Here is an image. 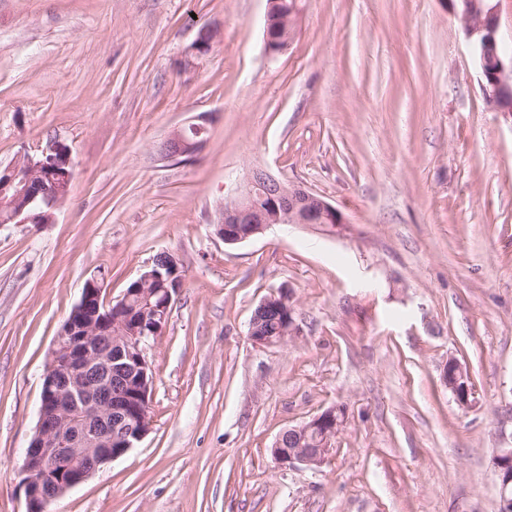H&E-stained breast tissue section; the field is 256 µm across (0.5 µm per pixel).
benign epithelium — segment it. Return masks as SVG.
<instances>
[{"label": "benign epithelium", "instance_id": "benign-epithelium-1", "mask_svg": "<svg viewBox=\"0 0 512 512\" xmlns=\"http://www.w3.org/2000/svg\"><path fill=\"white\" fill-rule=\"evenodd\" d=\"M264 48L271 56L291 43L299 10L287 0H267ZM460 21L473 44L488 102L496 112L512 114V56L500 51L499 19L493 0H467ZM208 119L201 115L173 130L162 143L159 156L177 160L196 155L206 143ZM71 149L53 142L36 154L25 153L0 168V204L12 201L17 218L42 224L67 197L73 178ZM48 212H43V209ZM274 224H308L335 232L346 224L343 214L322 196L298 184H288L257 168L245 188L224 202L216 233L226 244H236L263 233ZM176 279L171 288L151 290L157 281L152 271L137 278L138 287L125 289L117 300L108 299L104 282L88 279L79 302L57 336L56 348L43 373L39 417L35 434L17 473L27 512H48V507L103 465L125 455L150 430L148 408L134 409L133 397L148 399L150 383L146 346L152 336L147 320L163 323L184 279L173 258ZM270 295L251 316L248 336L259 346L283 343L295 330L294 308L278 307ZM279 309L280 336L260 335V324L270 310ZM453 378L459 404L469 402L462 366L448 361L443 380ZM340 430L332 409L281 433L272 448L278 463L320 465ZM499 494L512 484V448H500L493 460Z\"/></svg>", "mask_w": 512, "mask_h": 512}]
</instances>
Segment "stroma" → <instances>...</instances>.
<instances>
[{"label":"stroma","instance_id":"1","mask_svg":"<svg viewBox=\"0 0 512 512\" xmlns=\"http://www.w3.org/2000/svg\"><path fill=\"white\" fill-rule=\"evenodd\" d=\"M267 0H0V166L55 141L74 175L48 224H0V512L43 373L85 281L118 299L160 254L185 277L146 355L151 429L50 512H497L512 448V117L493 111L460 0H301L264 50ZM213 48L181 62L201 26ZM192 159H160L200 115ZM322 195L341 234L214 226L252 169ZM287 290L296 331L249 320ZM469 372L471 405L444 384ZM326 463L271 449L328 409ZM291 1L299 2V0H288V4ZM267 2L264 48L268 55L275 56L286 50L291 43L299 19V10L290 6L288 12L286 0H267ZM275 15H277L276 18ZM280 20L283 21L282 28L277 24ZM280 299L275 295H270L265 297L260 301L259 305L255 309L253 316H251L248 328V336L252 340L255 345L259 346H274L283 343L288 336H291L295 330V321H294V308L290 305L288 307H282L280 305L279 308V317H281V327H280V336H277L275 339L261 336L260 335V324L262 323V317H264L270 310L277 308L279 302L282 301V294H280ZM448 374L453 378V382L449 383V387L453 389L456 400L459 404L465 405L469 402L470 390L465 384L463 387L460 386L459 382L464 378V370L462 366L455 360L448 361V365L445 367L443 372V380L448 386ZM493 464L499 494L507 504H510L511 502L506 496V490L512 484V448L498 449Z\"/></svg>","mask_w":512,"mask_h":512}]
</instances>
